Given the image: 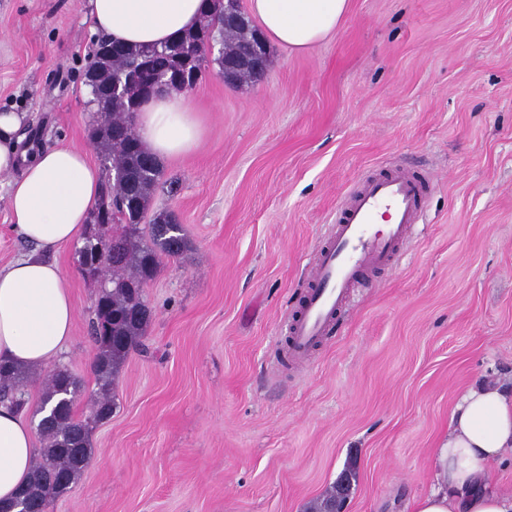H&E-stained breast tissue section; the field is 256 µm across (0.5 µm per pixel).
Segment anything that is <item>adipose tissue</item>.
<instances>
[{
	"mask_svg": "<svg viewBox=\"0 0 512 512\" xmlns=\"http://www.w3.org/2000/svg\"><path fill=\"white\" fill-rule=\"evenodd\" d=\"M265 39L303 53L334 36L350 0H249ZM94 31L129 46L161 44L195 28L201 0H88ZM28 116L0 113V177H6L13 229L31 251L0 266V360L23 370L46 366L69 341L76 322L63 268L48 259L78 240L96 207L102 175L79 145L21 150ZM136 134L158 159L195 149L203 129L184 94L170 89L145 101ZM34 437L23 412L0 404V507L26 484ZM512 454V392L492 379L463 389L448 432L435 450L434 485L411 512H512V493L488 478V466Z\"/></svg>",
	"mask_w": 512,
	"mask_h": 512,
	"instance_id": "obj_1",
	"label": "adipose tissue"
}]
</instances>
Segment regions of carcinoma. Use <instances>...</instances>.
I'll use <instances>...</instances> for the list:
<instances>
[{"mask_svg":"<svg viewBox=\"0 0 512 512\" xmlns=\"http://www.w3.org/2000/svg\"><path fill=\"white\" fill-rule=\"evenodd\" d=\"M205 13L200 26L205 32H187L168 45L136 47L124 45L104 57L101 48L111 44L98 38L97 48L88 61L86 72L107 86L125 77L141 64L163 73L168 54L174 50L183 56L188 69L200 71L207 62L206 36L212 34L223 47L217 58L218 75L224 66L241 56L253 38L252 29L242 23L235 29L224 27V0H203ZM93 113L91 138L98 143L101 165L106 173L96 205L101 229L95 238H83V265L98 271L107 287L97 294L91 338L96 355L92 368L98 393L89 415L79 419L74 401L81 383L66 370L51 372L44 383L41 404L55 402L51 414L39 425L43 445L36 456L24 493L37 512H46L51 502L68 493L88 466L92 448L90 435L95 424L112 415V384L131 350L138 347L152 312L144 298V285L152 279L165 258H175L189 243L181 225L171 214H158L150 225L149 238L142 236L140 223L150 207L161 175L160 164L151 160L134 133V113L129 100L114 97L101 101L95 88L89 89ZM121 170L126 178L112 177ZM26 385L22 371L0 363V402L21 404L19 391Z\"/></svg>","mask_w":512,"mask_h":512,"instance_id":"1","label":"carcinoma"}]
</instances>
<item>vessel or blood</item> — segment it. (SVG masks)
Masks as SVG:
<instances>
[{
    "label": "vessel or blood",
    "mask_w": 512,
    "mask_h": 512,
    "mask_svg": "<svg viewBox=\"0 0 512 512\" xmlns=\"http://www.w3.org/2000/svg\"><path fill=\"white\" fill-rule=\"evenodd\" d=\"M430 177L395 168L363 179L336 211V222L310 268L300 315L291 324L288 357L306 362L348 305L355 289L393 265L424 209Z\"/></svg>",
    "instance_id": "b4317fda"
}]
</instances>
